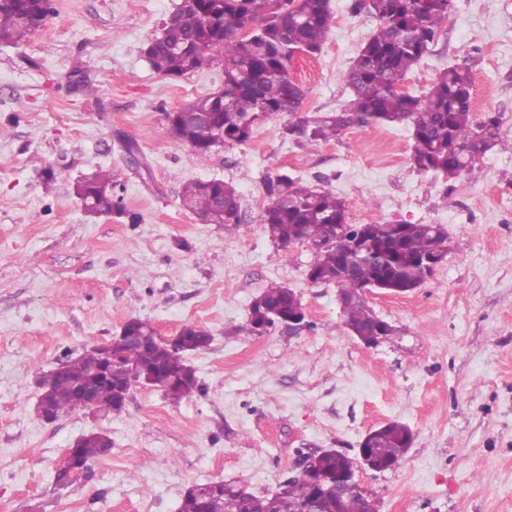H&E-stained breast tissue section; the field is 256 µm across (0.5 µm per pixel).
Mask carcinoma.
<instances>
[{
    "label": "carcinoma",
    "mask_w": 512,
    "mask_h": 512,
    "mask_svg": "<svg viewBox=\"0 0 512 512\" xmlns=\"http://www.w3.org/2000/svg\"><path fill=\"white\" fill-rule=\"evenodd\" d=\"M254 0H195L178 11L169 30V39L149 41L146 55L151 68L162 76H183L212 64L224 71V86L197 97L181 111L190 119L167 131L191 147L203 162L212 152L219 134L224 143H243L254 127L271 115L288 114V135L300 147L335 138L353 126L407 125L412 131L411 161L422 171H436L454 179L480 155L499 144L500 117L494 112L476 118L472 107L473 77L469 67L454 64L444 69L427 91L418 95L402 91L407 74L429 51L439 29L452 14L453 0H435L425 9L417 0H352L351 9L366 10L377 21L376 28L357 52L343 76L350 99L344 108L320 116L302 117L307 89L291 73L293 53L310 49L315 53L331 29L330 0H274L270 15H257ZM51 0H0V44H18L39 30L51 13ZM485 128L487 142L469 150L457 149ZM112 173H97L77 186L83 208L93 214H110L114 208ZM271 201L261 216L268 237L286 247L302 241L307 231L319 224L348 223L344 200L336 194L303 185L281 174L268 187ZM182 203L199 218L213 224L238 226L245 221L236 188L221 179L194 181L182 191ZM368 253L350 257L340 251L321 252L313 261L314 284L334 285L349 297L342 307L345 323L362 336L378 329L376 315L365 298L353 297L361 288L402 294L419 287L423 279V259L448 255V232L440 224L387 222L363 225ZM259 299L281 317L299 310L302 303L288 288L275 285ZM192 345L176 349L169 341H149L142 346H124L109 356L108 377L95 383L96 408L120 413L133 376L140 372L164 370L178 382L163 390L164 396L179 402L198 388L188 355L207 348L210 331L202 325H187ZM103 357L96 348L85 351L65 366L48 374L41 388L50 393L55 418L81 410L84 401L74 384L87 378L91 364ZM395 424L378 435L371 448L375 460L396 467L404 458L391 438ZM110 449L93 436L83 441L80 455L90 464ZM351 459L339 451L318 454L319 468L337 475ZM238 512H303L316 501L318 512H374L360 492L336 499V495H316L309 477L300 474L282 482L271 493L256 495L240 487L231 491ZM224 495L203 499L186 492L178 512H228Z\"/></svg>",
    "instance_id": "cac0c4a2"
}]
</instances>
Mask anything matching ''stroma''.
Masks as SVG:
<instances>
[{"mask_svg":"<svg viewBox=\"0 0 512 512\" xmlns=\"http://www.w3.org/2000/svg\"><path fill=\"white\" fill-rule=\"evenodd\" d=\"M179 2L52 0L43 28L0 44V512H177L188 487L222 480L271 492L301 455L357 458L390 421L413 433L400 465L356 470L379 512H512V0H454L403 82L419 92L467 64L475 112L501 117L502 146L451 180L414 167L408 126L300 148L285 114L197 161L165 134L167 115L221 89L222 68L165 77L143 54ZM350 4L331 0L321 52L292 62L305 115L350 97L341 76L376 25ZM101 169L117 180L108 215L76 195ZM283 173L341 197L349 223L447 230L448 256L421 286L367 294L393 327L377 346L349 333L335 286L309 282L313 252L266 234L267 183ZM197 179L232 183L244 223L202 224L184 209ZM273 284L296 293L306 325L248 334L251 304ZM133 317L167 338L211 331L189 358L194 395L136 387L121 413L39 420V379ZM92 431L111 453L57 484L68 448Z\"/></svg>","mask_w":512,"mask_h":512,"instance_id":"35a3bbf8","label":"stroma"}]
</instances>
